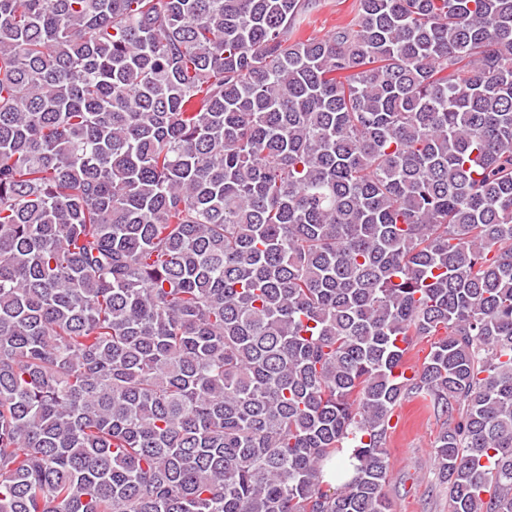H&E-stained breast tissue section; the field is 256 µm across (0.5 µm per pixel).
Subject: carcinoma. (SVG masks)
<instances>
[{
  "label": "carcinoma",
  "mask_w": 512,
  "mask_h": 512,
  "mask_svg": "<svg viewBox=\"0 0 512 512\" xmlns=\"http://www.w3.org/2000/svg\"><path fill=\"white\" fill-rule=\"evenodd\" d=\"M321 6L0 0V512H512V0ZM354 0H324L323 7L315 12L310 24L306 25L303 35L322 37L337 26L349 22L353 15ZM437 339L436 336L414 337L406 355L409 364L416 370H421L432 343ZM448 416L421 398H405L393 412L387 450L391 512H448V488L433 457L435 440Z\"/></svg>",
  "instance_id": "1"
}]
</instances>
